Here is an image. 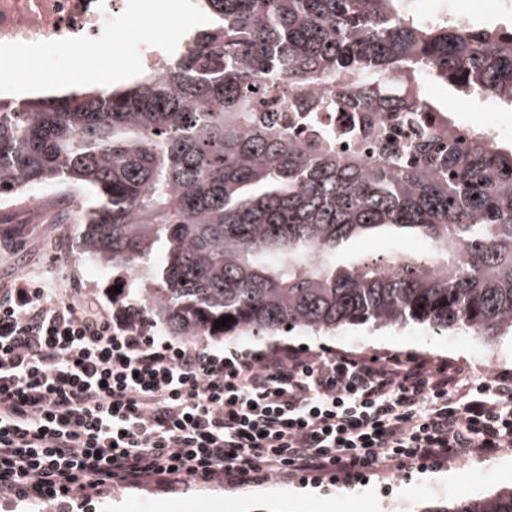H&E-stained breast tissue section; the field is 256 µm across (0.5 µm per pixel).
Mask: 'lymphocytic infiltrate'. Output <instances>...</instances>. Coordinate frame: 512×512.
<instances>
[{
  "mask_svg": "<svg viewBox=\"0 0 512 512\" xmlns=\"http://www.w3.org/2000/svg\"><path fill=\"white\" fill-rule=\"evenodd\" d=\"M161 334L135 304L0 291V497L70 512L113 483L346 481L512 447V375Z\"/></svg>",
  "mask_w": 512,
  "mask_h": 512,
  "instance_id": "lymphocytic-infiltrate-1",
  "label": "lymphocytic infiltrate"
}]
</instances>
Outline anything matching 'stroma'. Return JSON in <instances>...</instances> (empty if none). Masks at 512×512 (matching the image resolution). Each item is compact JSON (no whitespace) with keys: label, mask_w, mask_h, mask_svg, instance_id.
<instances>
[{"label":"stroma","mask_w":512,"mask_h":512,"mask_svg":"<svg viewBox=\"0 0 512 512\" xmlns=\"http://www.w3.org/2000/svg\"><path fill=\"white\" fill-rule=\"evenodd\" d=\"M421 15L447 13L479 25L512 21V0H416ZM425 94L448 110L454 122L472 127L492 126L501 142H512V110L486 109L441 83H429ZM79 227L56 224L48 208L22 202L0 207V289L18 276L33 281L47 278L64 289L95 294L104 305L133 302L140 280L126 270L108 268L95 276L77 258ZM418 239L372 235L351 243L342 259L379 260L398 251H421ZM122 293H114V286ZM212 344L241 351L273 346L306 348L313 352L365 355L378 360L397 357L407 362L426 360L454 364L473 382L500 372L512 373V340L494 346L473 336L439 334L427 326L409 324L395 328L353 326L330 336L298 330L278 336L240 334L232 339L215 336ZM480 473L481 483L471 481ZM512 485V454L474 453L455 457L453 463L415 464L402 472L382 471L364 481L346 482L298 477H274L262 483H202L166 487L147 483L119 485L94 497L84 512H421L438 502H455L483 496L495 488Z\"/></svg>","instance_id":"stroma-1"}]
</instances>
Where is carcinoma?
Here are the masks:
<instances>
[{
	"instance_id": "carcinoma-1",
	"label": "carcinoma",
	"mask_w": 512,
	"mask_h": 512,
	"mask_svg": "<svg viewBox=\"0 0 512 512\" xmlns=\"http://www.w3.org/2000/svg\"><path fill=\"white\" fill-rule=\"evenodd\" d=\"M414 2L195 0L215 21L165 68L0 100V194L90 190L82 259L141 271L163 247L135 295L186 340L410 322L512 337V145L423 93L438 82L512 109V27L425 19ZM274 85L304 139L263 108ZM319 112L353 123L324 128ZM371 233L431 252L337 262ZM422 512H512V487Z\"/></svg>"
}]
</instances>
